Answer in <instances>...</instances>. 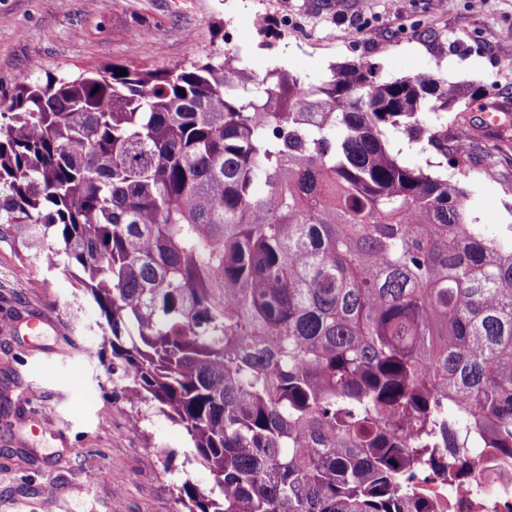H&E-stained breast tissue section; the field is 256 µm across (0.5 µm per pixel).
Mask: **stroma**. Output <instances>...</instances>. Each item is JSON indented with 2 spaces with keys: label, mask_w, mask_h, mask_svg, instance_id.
<instances>
[{
  "label": "stroma",
  "mask_w": 512,
  "mask_h": 512,
  "mask_svg": "<svg viewBox=\"0 0 512 512\" xmlns=\"http://www.w3.org/2000/svg\"><path fill=\"white\" fill-rule=\"evenodd\" d=\"M273 32L262 36L258 23ZM230 50L314 81L368 63L380 78L428 73L473 89L450 181L473 190L488 234L512 224V0H0V99L26 76ZM502 110L486 126L490 107ZM503 150L486 159L487 133ZM104 320L74 278L0 243V512H178L173 485H211L184 430L146 409L139 428Z\"/></svg>",
  "instance_id": "1"
}]
</instances>
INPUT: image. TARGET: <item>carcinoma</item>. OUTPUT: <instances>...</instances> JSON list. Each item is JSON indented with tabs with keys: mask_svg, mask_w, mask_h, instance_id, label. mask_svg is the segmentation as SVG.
<instances>
[{
	"mask_svg": "<svg viewBox=\"0 0 512 512\" xmlns=\"http://www.w3.org/2000/svg\"><path fill=\"white\" fill-rule=\"evenodd\" d=\"M126 75H116V68ZM468 91L234 53L26 77L0 104V243L94 300L141 421L182 427L181 512H438L512 465V224L399 163ZM484 455L478 456V465L475 466L472 475H464L458 478L451 488L446 489L438 487L435 484H428L427 488L432 491L435 496L448 500L456 505L453 512H481L476 508V496L472 490L473 482L476 481L485 485L484 491L497 493L503 486L512 488V474L503 475L496 471L490 470L496 468L490 463V455L485 451ZM475 477L474 476H478Z\"/></svg>",
	"mask_w": 512,
	"mask_h": 512,
	"instance_id": "cac0c4a2",
	"label": "carcinoma"
}]
</instances>
